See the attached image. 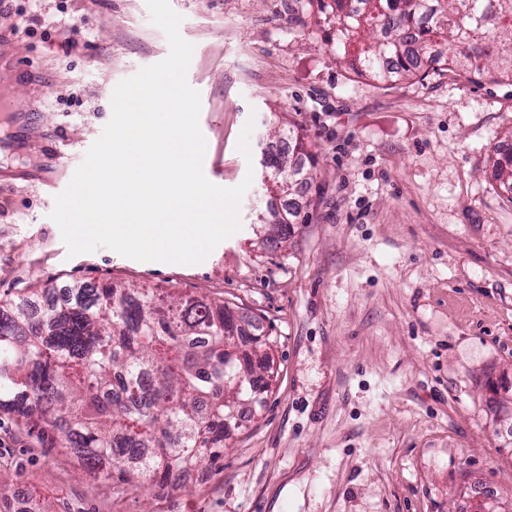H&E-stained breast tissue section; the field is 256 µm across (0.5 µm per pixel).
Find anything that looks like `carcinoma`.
Here are the masks:
<instances>
[{
    "label": "carcinoma",
    "instance_id": "obj_1",
    "mask_svg": "<svg viewBox=\"0 0 512 512\" xmlns=\"http://www.w3.org/2000/svg\"><path fill=\"white\" fill-rule=\"evenodd\" d=\"M336 25L360 76L411 77L448 42L443 65L481 75L494 57L512 82V0H311ZM439 14L420 27L427 11ZM385 39L369 43L364 34ZM30 289L0 299V411L70 449L96 488L186 487L223 457L230 410L269 383L235 339L224 303L161 302L144 288H67L47 308Z\"/></svg>",
    "mask_w": 512,
    "mask_h": 512
}]
</instances>
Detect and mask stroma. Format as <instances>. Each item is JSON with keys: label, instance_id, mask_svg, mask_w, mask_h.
I'll return each instance as SVG.
<instances>
[{"label": "stroma", "instance_id": "35a3bbf8", "mask_svg": "<svg viewBox=\"0 0 512 512\" xmlns=\"http://www.w3.org/2000/svg\"><path fill=\"white\" fill-rule=\"evenodd\" d=\"M169 2L194 47L204 174L252 180L241 229L192 265L69 256L48 187L13 170L51 143L81 164L115 87L169 44L146 0H43L34 26L16 0L0 51L33 73L6 86L35 126L25 152H0V297L77 280L222 300L263 325L271 386L217 467L165 493L96 491L69 449L0 412V512H469L474 484L512 498V201L495 165L512 149V83L358 76L310 0ZM65 15L85 30L71 48ZM278 150L302 190L264 185Z\"/></svg>", "mask_w": 512, "mask_h": 512}]
</instances>
